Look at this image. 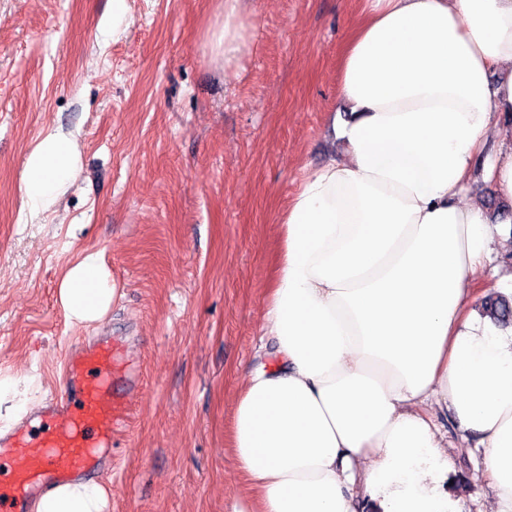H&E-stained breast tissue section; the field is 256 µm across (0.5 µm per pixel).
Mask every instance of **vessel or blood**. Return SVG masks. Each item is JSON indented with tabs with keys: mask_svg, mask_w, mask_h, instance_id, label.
<instances>
[{
	"mask_svg": "<svg viewBox=\"0 0 512 512\" xmlns=\"http://www.w3.org/2000/svg\"><path fill=\"white\" fill-rule=\"evenodd\" d=\"M126 372L122 348L112 341L67 357L64 394L46 401L39 424L0 440V512H28L49 485L97 473L115 427L129 417V398L113 390Z\"/></svg>",
	"mask_w": 512,
	"mask_h": 512,
	"instance_id": "obj_1",
	"label": "vessel or blood"
}]
</instances>
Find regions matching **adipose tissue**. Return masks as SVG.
<instances>
[{
    "instance_id": "1",
    "label": "adipose tissue",
    "mask_w": 512,
    "mask_h": 512,
    "mask_svg": "<svg viewBox=\"0 0 512 512\" xmlns=\"http://www.w3.org/2000/svg\"><path fill=\"white\" fill-rule=\"evenodd\" d=\"M340 59L344 151L309 171L281 218L264 333L274 361L246 373L232 417L231 461L257 512H470L430 409L477 434L495 499L512 512V327L473 305L495 252L512 247L471 180L512 198V0H366ZM239 0L208 33L232 67ZM74 134L47 129L21 179L20 213L55 209L80 169ZM116 295L100 252L66 270L67 321L103 320ZM37 371H0V434L36 405ZM81 478L35 512H108Z\"/></svg>"
}]
</instances>
